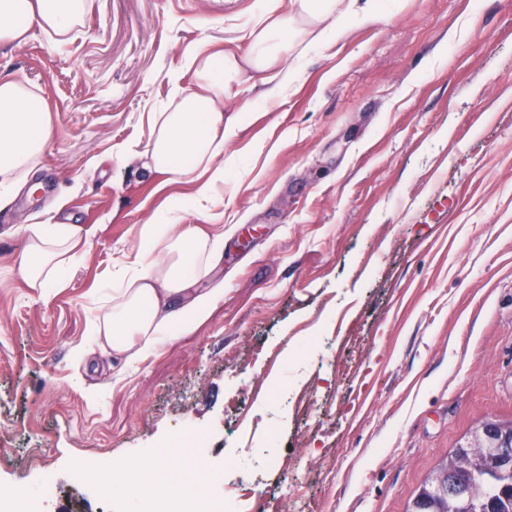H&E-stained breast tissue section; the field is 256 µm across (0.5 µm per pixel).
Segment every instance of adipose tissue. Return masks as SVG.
Here are the masks:
<instances>
[{"label":"adipose tissue","instance_id":"ef3b65f1","mask_svg":"<svg viewBox=\"0 0 512 512\" xmlns=\"http://www.w3.org/2000/svg\"><path fill=\"white\" fill-rule=\"evenodd\" d=\"M255 0L247 36L248 54L195 55L189 65L195 83L186 89L170 75L174 92L150 113L151 140L142 154L143 169L171 181L194 184V209L209 213L227 175L222 156L240 129L242 116H225L224 97L244 73L255 72L261 96L273 100L292 84L296 62L310 51L343 37L348 28L380 21L389 0ZM88 0H0V47L27 40L32 27L65 36L84 18ZM52 133L43 96L15 79L0 80V203L37 165ZM178 207L168 217L139 225L135 249L119 259V268L104 292L103 306L91 323L93 349L74 347L82 362L99 367L97 351L112 352L126 364L152 354L159 344L203 323L224 291L196 289L224 256V229L179 221ZM92 234L79 224H46L26 234L16 263L27 288L41 292L65 285L70 265ZM126 478L102 479L109 493L135 503L178 488L173 457L162 452L127 464Z\"/></svg>","mask_w":512,"mask_h":512}]
</instances>
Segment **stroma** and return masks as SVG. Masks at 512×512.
Masks as SVG:
<instances>
[{
	"instance_id": "35a3bbf8",
	"label": "stroma",
	"mask_w": 512,
	"mask_h": 512,
	"mask_svg": "<svg viewBox=\"0 0 512 512\" xmlns=\"http://www.w3.org/2000/svg\"><path fill=\"white\" fill-rule=\"evenodd\" d=\"M254 0H91L81 25L0 49L52 134L0 207V490L51 474V512H122L76 477L161 451L184 427L232 512H407L482 421H512V0H399L311 52L284 98L255 75L214 206L223 286L209 320L95 376L71 361L135 229L193 187L125 150L192 86L191 55L249 49ZM93 233L65 287L11 272L25 228Z\"/></svg>"
}]
</instances>
